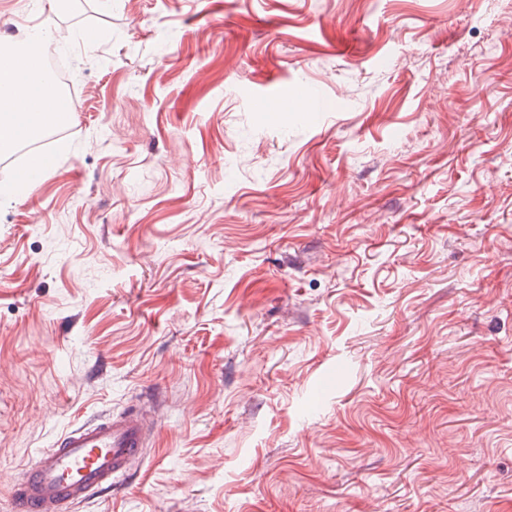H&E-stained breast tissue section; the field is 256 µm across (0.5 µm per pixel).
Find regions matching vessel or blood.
I'll return each mask as SVG.
<instances>
[{
    "mask_svg": "<svg viewBox=\"0 0 512 512\" xmlns=\"http://www.w3.org/2000/svg\"><path fill=\"white\" fill-rule=\"evenodd\" d=\"M146 435L134 412L71 429L37 454L15 488V512H65L112 487L140 458Z\"/></svg>",
    "mask_w": 512,
    "mask_h": 512,
    "instance_id": "vessel-or-blood-1",
    "label": "vessel or blood"
}]
</instances>
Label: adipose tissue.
I'll return each mask as SVG.
<instances>
[{"label": "adipose tissue", "mask_w": 512, "mask_h": 512, "mask_svg": "<svg viewBox=\"0 0 512 512\" xmlns=\"http://www.w3.org/2000/svg\"><path fill=\"white\" fill-rule=\"evenodd\" d=\"M50 31L34 28L23 33L19 43L0 49V98L12 100V108L0 114V146L48 132L50 107L64 109L53 83L39 61Z\"/></svg>", "instance_id": "ef3b65f1"}]
</instances>
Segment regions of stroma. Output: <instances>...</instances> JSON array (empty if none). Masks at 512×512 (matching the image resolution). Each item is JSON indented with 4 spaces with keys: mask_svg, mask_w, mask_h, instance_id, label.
Listing matches in <instances>:
<instances>
[{
    "mask_svg": "<svg viewBox=\"0 0 512 512\" xmlns=\"http://www.w3.org/2000/svg\"><path fill=\"white\" fill-rule=\"evenodd\" d=\"M40 23L83 93L0 205V512L134 411L70 512H512V0H0V48ZM147 426L138 413L84 424L39 452L14 491L15 512H62L116 485L140 458Z\"/></svg>",
    "mask_w": 512,
    "mask_h": 512,
    "instance_id": "35a3bbf8",
    "label": "stroma"
}]
</instances>
